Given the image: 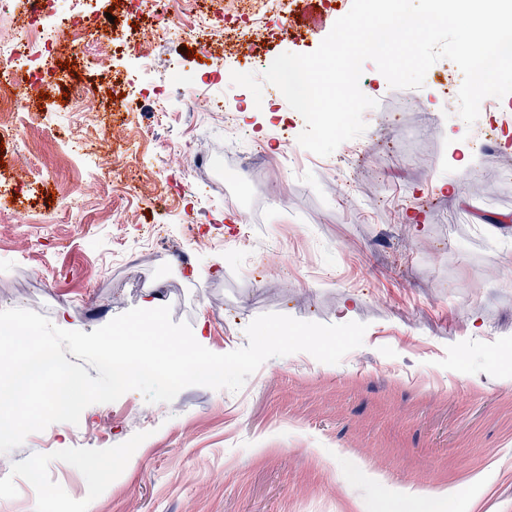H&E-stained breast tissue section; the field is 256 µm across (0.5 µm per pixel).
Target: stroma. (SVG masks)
Masks as SVG:
<instances>
[{
  "mask_svg": "<svg viewBox=\"0 0 512 512\" xmlns=\"http://www.w3.org/2000/svg\"><path fill=\"white\" fill-rule=\"evenodd\" d=\"M114 5L80 7L84 40L114 42L108 65L58 38L48 96L0 135V309L89 332L154 293L218 354L264 313L368 329L336 365L274 357L235 392L130 391L31 433L0 454V512L47 492L55 512H360L372 485L337 476L353 461L451 492L460 512H512V131L490 154L469 143L459 169L463 120L404 107L369 61L365 133L320 157L301 126L273 138L292 112L275 86L258 110L231 84L254 71L247 54L217 38L194 58L192 41L153 34L140 64L127 45L152 19L108 20ZM309 7L318 28L262 39L267 60L328 35L335 16ZM214 96L223 111L205 108ZM156 232L189 262L142 253Z\"/></svg>",
  "mask_w": 512,
  "mask_h": 512,
  "instance_id": "1",
  "label": "stroma"
}]
</instances>
